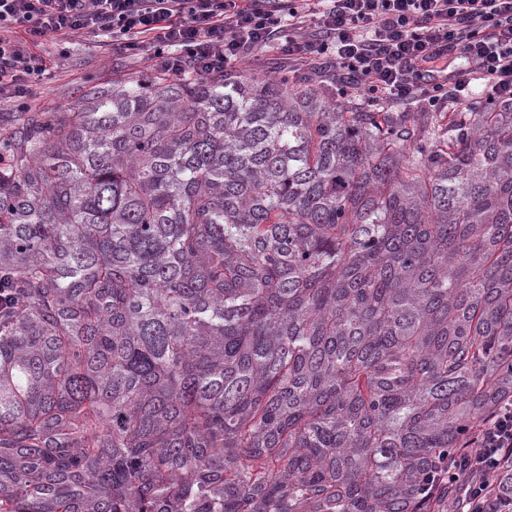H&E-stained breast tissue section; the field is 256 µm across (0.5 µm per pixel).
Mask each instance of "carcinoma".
I'll return each mask as SVG.
<instances>
[{"mask_svg": "<svg viewBox=\"0 0 512 512\" xmlns=\"http://www.w3.org/2000/svg\"><path fill=\"white\" fill-rule=\"evenodd\" d=\"M0 153V512H450L512 396V101L161 71Z\"/></svg>", "mask_w": 512, "mask_h": 512, "instance_id": "1", "label": "carcinoma"}]
</instances>
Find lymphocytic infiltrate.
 I'll return each instance as SVG.
<instances>
[{
    "mask_svg": "<svg viewBox=\"0 0 512 512\" xmlns=\"http://www.w3.org/2000/svg\"><path fill=\"white\" fill-rule=\"evenodd\" d=\"M88 33L201 77L276 42L289 68L360 90L370 105L465 108L477 80L512 100V0H0V97L27 98L44 74L37 42ZM464 461L456 512H487L496 474L512 465V401Z\"/></svg>",
    "mask_w": 512,
    "mask_h": 512,
    "instance_id": "1",
    "label": "lymphocytic infiltrate"
}]
</instances>
